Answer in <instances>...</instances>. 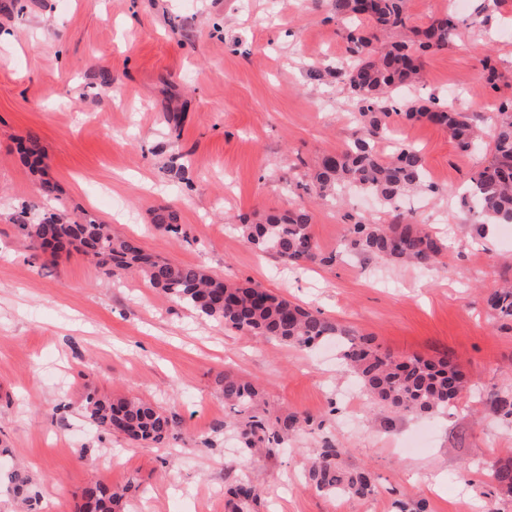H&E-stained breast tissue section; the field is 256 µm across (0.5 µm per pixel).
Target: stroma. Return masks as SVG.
Listing matches in <instances>:
<instances>
[{"instance_id":"35a3bbf8","label":"stroma","mask_w":512,"mask_h":512,"mask_svg":"<svg viewBox=\"0 0 512 512\" xmlns=\"http://www.w3.org/2000/svg\"><path fill=\"white\" fill-rule=\"evenodd\" d=\"M468 0L448 50L424 57L415 101L437 100L490 125L512 98V0L480 31ZM343 20L318 0H0V466L25 470L41 504L75 512L80 490L135 483L125 512H226L224 486L249 477L258 512H512L483 496L485 463L512 455V427L489 409L512 389V324L484 299L512 280V237H475L458 196L485 152H464L426 121L393 117L390 143L420 150L437 193L403 207L448 239L442 263L398 266L347 250L351 219L390 221L354 194L311 204L301 185L357 129V105L311 72L343 52ZM492 57L497 87L481 77ZM36 137L45 173L18 151ZM69 210L135 237L153 255L250 279L351 327L397 356L449 357L466 377L455 408L389 420L329 347L302 350L224 330L165 298L136 273L106 279L81 250L32 259L11 216L44 205L41 179ZM311 205L327 266L285 267L235 231L240 216ZM177 211L186 238L153 224ZM260 385L270 417H311L273 457L247 456L224 403V372ZM148 400L177 419L175 439L136 444L84 418L86 391ZM370 468L375 493L335 498L305 470L324 441Z\"/></svg>"}]
</instances>
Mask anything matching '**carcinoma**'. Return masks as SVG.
I'll return each mask as SVG.
<instances>
[{
	"label": "carcinoma",
	"mask_w": 512,
	"mask_h": 512,
	"mask_svg": "<svg viewBox=\"0 0 512 512\" xmlns=\"http://www.w3.org/2000/svg\"><path fill=\"white\" fill-rule=\"evenodd\" d=\"M328 6L336 16L348 20L344 53L336 66L315 70L312 76L319 79L328 74L356 99L359 129L346 148L324 155L310 173L313 192L327 200L347 189H357L377 197L383 207L395 213L390 224L368 220L351 224L346 247L368 259L433 265L448 252V242L397 214V204L406 193L433 190L426 180L423 157L416 148L403 145L384 154L377 143L389 132L395 92L422 81L423 56L448 49L458 36L459 19L445 11L415 24L408 0H328ZM401 115L408 121L426 120L446 129L464 152L485 147L491 160L470 176L468 200L475 214L473 225L481 232L493 221L512 223V100L499 104L497 118L485 132L477 127L474 116L434 100L408 103ZM35 209L24 202L12 215L13 224L34 253L57 254L73 244L82 248L89 245L104 274L136 272L164 296L179 301L203 320L223 324L227 331L304 349L332 342L338 360L361 392L398 418L444 414L456 406L465 388L463 374L446 358L412 355L399 359L375 346L373 339L357 335L319 310L302 308L259 282H227L197 265L152 256L137 239L112 234L110 225L86 212L58 208L34 216ZM312 220V213L300 207L271 212L255 222L242 217L236 230L257 251L288 264H331L336 255L321 251L311 234ZM153 223L173 236L183 234L177 213L168 208L159 209ZM486 306L491 316L512 323V286L493 289L486 297ZM222 391L224 403L237 409L236 435L246 454L274 455L288 446V439L302 425L312 422L295 414L270 419L260 410V388L231 373L223 375ZM490 409L512 424V390L494 394ZM84 411L98 429L119 433L131 442L164 444L175 436L173 416L140 399L112 400L89 393ZM346 455L347 449L330 443L316 449L306 471L307 483L338 498L363 499L374 494V472L349 467ZM484 475L492 492L512 496V456L489 464ZM0 477L28 509H34L36 497L30 495L31 477L26 471L13 468L0 472ZM130 489L129 485L116 490L101 481L91 482L81 490L77 512H123ZM225 496L227 512H245L260 500L258 488L242 479L230 484Z\"/></svg>",
	"instance_id": "1"
}]
</instances>
